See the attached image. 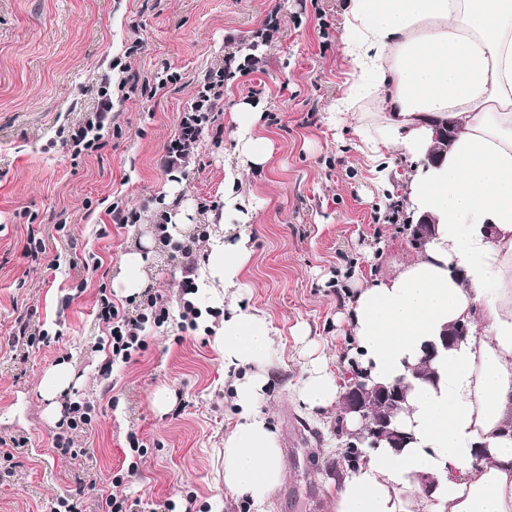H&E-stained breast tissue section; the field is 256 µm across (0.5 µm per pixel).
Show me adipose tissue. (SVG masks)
<instances>
[{
  "instance_id": "1",
  "label": "adipose tissue",
  "mask_w": 512,
  "mask_h": 512,
  "mask_svg": "<svg viewBox=\"0 0 512 512\" xmlns=\"http://www.w3.org/2000/svg\"><path fill=\"white\" fill-rule=\"evenodd\" d=\"M340 39L356 81L335 122L350 124L382 181L395 173L393 152L425 160L406 189L436 224L410 263L367 280L350 309L370 381L408 386L395 423L410 441L366 450L330 484L327 512H512V0H347ZM228 119L247 162L265 164L259 113L241 105ZM442 119L457 128L445 151L435 138ZM438 151L439 165L428 164ZM248 242L231 227L214 241L210 293L247 291ZM461 323L465 339L429 362L436 380L413 377L424 345ZM216 345L233 407L224 489L260 506L286 477L279 437L259 410L267 318L231 303ZM343 391L322 355L295 387L311 412L338 407Z\"/></svg>"
}]
</instances>
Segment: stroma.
<instances>
[{
	"label": "stroma",
	"mask_w": 512,
	"mask_h": 512,
	"mask_svg": "<svg viewBox=\"0 0 512 512\" xmlns=\"http://www.w3.org/2000/svg\"><path fill=\"white\" fill-rule=\"evenodd\" d=\"M346 0H0V438L25 436L12 475L0 477V512H54L78 481L110 485L129 463L138 471L123 487L142 512H325L328 487L348 470L344 413L313 414L293 389L304 376L306 348L325 355L341 384L353 381L347 336L350 303L371 276L414 257L419 215L405 203L402 174L416 161L393 154L400 178L382 187L350 130L329 119L353 84L339 34ZM278 29L261 41L268 19ZM144 48L132 71L149 78L162 66L179 75L152 99L115 102L116 129L99 151L72 157L56 131L93 111L113 60L134 40ZM252 53L264 69L224 82V109L189 148L185 173L160 160L208 70L229 53ZM262 112L260 130L273 144L267 164L254 167L235 150L225 114L240 104ZM238 171L250 206L245 229L251 260L242 273L245 301L270 322L275 343L261 409L276 428L287 465L285 481L263 507L224 490V434L231 426L224 399V358L214 326L181 331L186 296L178 258L147 248L154 236L153 200L165 195L191 220L198 254L220 225L208 205H224V172ZM120 199L140 211L119 227L107 208ZM399 205L400 221L386 219ZM45 251L28 257L30 236ZM151 251L150 292L169 317L149 328L145 351L110 364L109 330L97 317L122 256ZM84 292H77V285ZM47 335L21 356L13 345L19 319ZM69 366L67 401L91 406L92 421L73 431L83 456L58 453L53 435L62 406L40 394L48 372ZM166 390L164 406L153 404ZM136 432L145 444L133 452Z\"/></svg>",
	"instance_id": "1"
}]
</instances>
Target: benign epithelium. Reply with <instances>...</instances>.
Returning <instances> with one entry per match:
<instances>
[{
	"label": "benign epithelium",
	"mask_w": 512,
	"mask_h": 512,
	"mask_svg": "<svg viewBox=\"0 0 512 512\" xmlns=\"http://www.w3.org/2000/svg\"><path fill=\"white\" fill-rule=\"evenodd\" d=\"M467 333L468 328L463 325L449 334H443L439 340L429 343L425 357H436L439 350L453 346ZM404 402V385L400 380L391 384H379L370 389L361 381L343 394L342 409L347 414L359 417L362 422V429L356 435L357 440L374 447L386 439L389 426Z\"/></svg>",
	"instance_id": "7a95c632"
}]
</instances>
